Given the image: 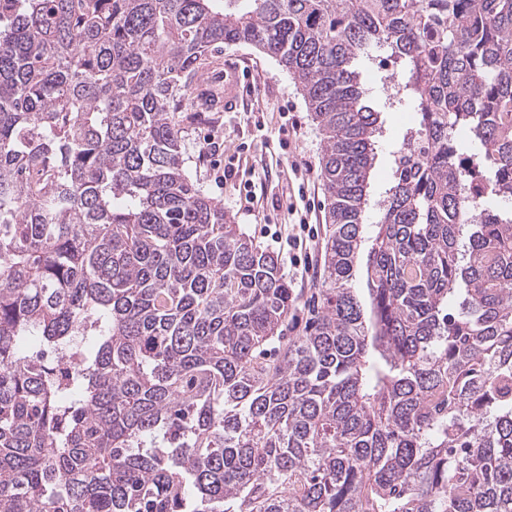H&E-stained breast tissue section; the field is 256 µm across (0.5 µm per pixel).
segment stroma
<instances>
[{
    "label": "stroma",
    "instance_id": "obj_1",
    "mask_svg": "<svg viewBox=\"0 0 512 512\" xmlns=\"http://www.w3.org/2000/svg\"><path fill=\"white\" fill-rule=\"evenodd\" d=\"M179 113L184 168L232 223L273 253L281 271L301 294L310 281L289 262L291 208L313 202L310 224L318 236L312 253L325 255L329 226L322 188L299 195L293 166L319 167L323 136L313 123L297 84L278 62L254 46L238 44L214 55L203 81L192 83ZM414 113L389 112L378 147L373 195L388 187L393 156ZM231 178H224V171Z\"/></svg>",
    "mask_w": 512,
    "mask_h": 512
}]
</instances>
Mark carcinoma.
Instances as JSON below:
<instances>
[{"mask_svg":"<svg viewBox=\"0 0 512 512\" xmlns=\"http://www.w3.org/2000/svg\"><path fill=\"white\" fill-rule=\"evenodd\" d=\"M214 2L0 0V512H512V0ZM237 44L323 135L296 336L275 256L183 168L180 100ZM394 105L427 155L393 160L365 309ZM415 114L413 112H386L385 126L380 138L378 155L375 165V178L372 182V194L377 197L389 186L392 166L393 151L402 140L406 127L414 124Z\"/></svg>","mask_w":512,"mask_h":512,"instance_id":"obj_1","label":"carcinoma"}]
</instances>
